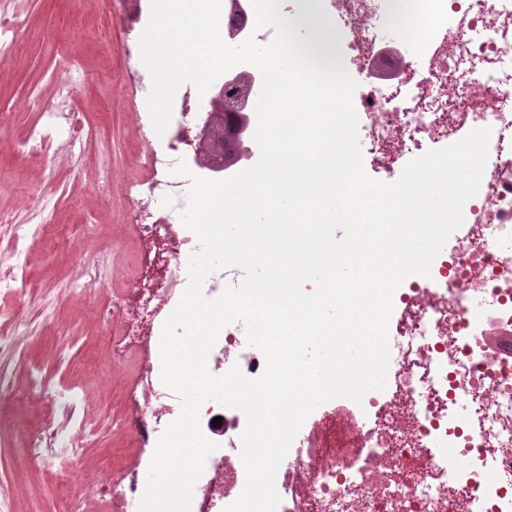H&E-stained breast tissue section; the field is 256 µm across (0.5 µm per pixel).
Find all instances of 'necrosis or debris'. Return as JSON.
<instances>
[{
	"label": "necrosis or debris",
	"instance_id": "necrosis-or-debris-1",
	"mask_svg": "<svg viewBox=\"0 0 512 512\" xmlns=\"http://www.w3.org/2000/svg\"><path fill=\"white\" fill-rule=\"evenodd\" d=\"M310 49L342 51L366 67L385 23L401 61L391 83L368 86L357 109L359 140L379 168L399 177L401 162L448 146L471 130H492L463 229L429 275L407 277L393 296L402 314L389 336L386 391L367 392L357 409L324 412L297 434L275 475L277 512H512V0H283ZM196 87H183L162 151H149L148 179L131 210L143 243L130 292L113 299L123 326L111 337L113 361L147 348L137 388L139 416L128 425L156 448L181 402L161 380V338L188 282L197 236L180 218L189 196L173 169L197 148ZM71 83L58 86L44 123L25 141L43 149L71 128ZM212 374L237 365L249 378L265 369L243 324L218 334ZM218 448L193 489L190 512H223L245 485V414L213 401L199 408ZM452 456H444V449Z\"/></svg>",
	"mask_w": 512,
	"mask_h": 512
}]
</instances>
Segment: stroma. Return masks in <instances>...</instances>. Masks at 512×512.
I'll return each mask as SVG.
<instances>
[{
    "label": "stroma",
    "instance_id": "35a3bbf8",
    "mask_svg": "<svg viewBox=\"0 0 512 512\" xmlns=\"http://www.w3.org/2000/svg\"><path fill=\"white\" fill-rule=\"evenodd\" d=\"M136 0H0V14L18 15L25 31L0 40V325L13 337L0 345V512H112L110 497L85 483L59 488L56 473L32 446L42 430L70 431L81 467L107 469L114 446L135 447L122 432L134 402L114 406L125 382L112 361L106 310L129 287L134 230L130 187L142 180L145 146L163 138L140 129L147 102L133 78L144 71L120 24ZM77 88L73 121L90 130L83 152L50 139L44 154L17 146L42 124L59 81ZM80 393L73 410L31 384L33 374Z\"/></svg>",
    "mask_w": 512,
    "mask_h": 512
}]
</instances>
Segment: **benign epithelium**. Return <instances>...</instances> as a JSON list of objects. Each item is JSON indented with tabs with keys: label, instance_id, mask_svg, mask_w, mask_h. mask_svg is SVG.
Here are the masks:
<instances>
[{
	"label": "benign epithelium",
	"instance_id": "7a95c632",
	"mask_svg": "<svg viewBox=\"0 0 512 512\" xmlns=\"http://www.w3.org/2000/svg\"><path fill=\"white\" fill-rule=\"evenodd\" d=\"M243 84L248 86V92L241 97L238 103V113L231 131V140L237 142L238 151L226 160L224 159V144L212 140L209 133L211 110L214 105L224 102V94L228 87ZM260 86L261 78L258 72L243 66L225 72L220 83L211 87L199 108V112L203 113L204 117L198 125V148L193 158L198 168L219 174L233 166L244 168L252 161L258 150V145L253 138L254 131L250 112H252V101Z\"/></svg>",
	"mask_w": 512,
	"mask_h": 512
}]
</instances>
